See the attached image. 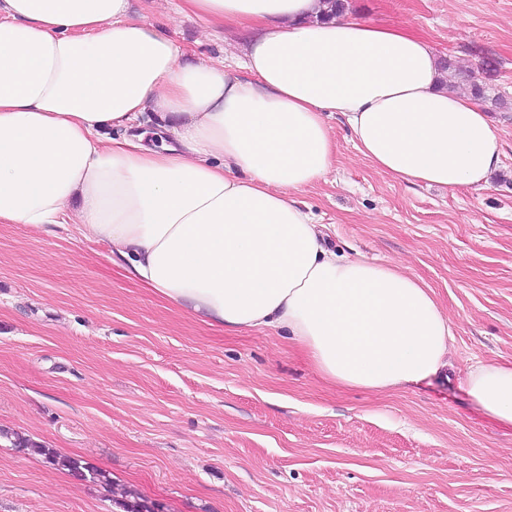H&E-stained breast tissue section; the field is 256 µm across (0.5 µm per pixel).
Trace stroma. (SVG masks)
Segmentation results:
<instances>
[{
  "label": "stroma",
  "instance_id": "obj_1",
  "mask_svg": "<svg viewBox=\"0 0 512 512\" xmlns=\"http://www.w3.org/2000/svg\"><path fill=\"white\" fill-rule=\"evenodd\" d=\"M428 38L500 131L487 187L411 185L330 118L336 160L296 192L331 248L400 265L453 325L455 374L339 387L274 329L227 332L169 305L74 225L0 224V428L109 473L164 512H512V426L460 376L512 362V0H348ZM202 59L239 53L171 0L136 4ZM0 512H118L99 484L0 441Z\"/></svg>",
  "mask_w": 512,
  "mask_h": 512
}]
</instances>
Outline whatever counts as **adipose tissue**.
I'll use <instances>...</instances> for the list:
<instances>
[{
	"mask_svg": "<svg viewBox=\"0 0 512 512\" xmlns=\"http://www.w3.org/2000/svg\"><path fill=\"white\" fill-rule=\"evenodd\" d=\"M323 0H179L250 30L235 64L197 60L131 0H0V223L77 225L175 307L229 332L272 328L340 387L445 375L452 324L393 263L339 254L295 192L329 173L340 117L393 178L484 188L502 139L445 86L430 41ZM162 145L146 149L142 118ZM461 384L512 425V362Z\"/></svg>",
	"mask_w": 512,
	"mask_h": 512,
	"instance_id": "adipose-tissue-1",
	"label": "adipose tissue"
}]
</instances>
